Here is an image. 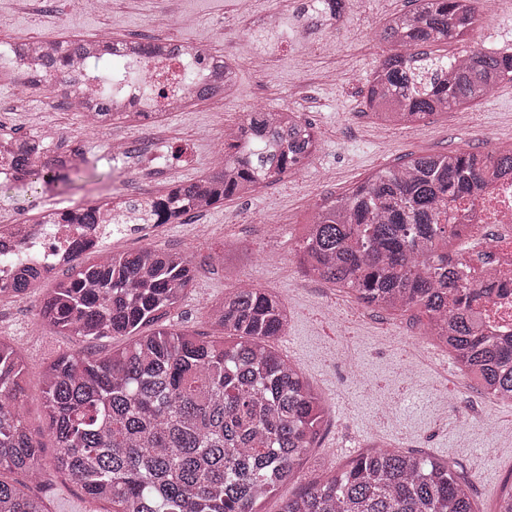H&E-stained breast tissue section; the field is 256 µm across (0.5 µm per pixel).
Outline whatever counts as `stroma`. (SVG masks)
Masks as SVG:
<instances>
[{
    "instance_id": "obj_1",
    "label": "stroma",
    "mask_w": 512,
    "mask_h": 512,
    "mask_svg": "<svg viewBox=\"0 0 512 512\" xmlns=\"http://www.w3.org/2000/svg\"><path fill=\"white\" fill-rule=\"evenodd\" d=\"M241 2L120 0L104 19L73 10L71 0H0V45L27 34L84 39L105 33L115 39L165 36L222 53L234 59L237 68L234 89L223 104L202 103L171 113L151 130L117 125L128 155L115 167L106 159L107 133L85 130L80 118L46 91L17 104L13 69L0 63L1 129L30 135L43 127L61 128L66 135L47 142L49 154L78 147L100 159L97 177L68 190L0 185V224L13 223L21 202L33 219L51 205L71 208L111 197L127 175H138L146 196L159 195L173 183L212 169L218 145L199 136L200 128L236 124L255 106L297 112L314 127L321 143L306 167L204 215L155 225L148 236L113 234L106 247L121 252L151 244L189 253L198 276L169 317L176 329L211 332L208 306L241 279L275 293L287 307L288 330L273 346L294 361L322 395L327 414L321 439L309 452L300 477L269 495L265 512H279L283 501L309 481L327 468L343 466L374 443L448 461L472 480L478 512H495L504 484L512 481V457L498 452L512 436V403L495 399L464 376L448 350L420 346L423 313H390L358 303L345 290L307 276L296 249L316 206L345 194L378 170L410 156L491 153L512 142V83L499 85L468 115L451 110L417 126L383 127L366 111V85L380 55L389 50L379 36L381 25L389 15L408 10V0L346 5L333 30L311 10L310 0H249L252 17L274 12L288 22L297 16L305 19L300 38L256 30L254 57L238 48L244 38ZM508 41L512 42V0H482L474 35L450 40L444 49L457 53L480 46L496 51ZM227 241L248 250L247 258L235 261L230 273L211 261ZM39 297L35 290L21 298H1L0 332L17 341L25 355V420L43 443L42 460L47 463L54 448L45 425V365L66 352L92 350L103 356L123 341H85L46 328L36 315ZM380 394L395 399L392 414L384 420L377 416ZM461 409L473 415L477 427L460 423ZM36 492L47 512L107 508L106 503L89 501L58 475Z\"/></svg>"
}]
</instances>
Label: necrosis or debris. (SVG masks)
I'll return each mask as SVG.
<instances>
[{
	"mask_svg": "<svg viewBox=\"0 0 512 512\" xmlns=\"http://www.w3.org/2000/svg\"><path fill=\"white\" fill-rule=\"evenodd\" d=\"M30 41V36L22 35L0 45V61L11 64L19 88L38 84L53 97L80 104L86 97L99 96L102 83L89 67L75 65L65 76H49L30 50ZM101 66L106 71L128 72L127 80L113 85L112 99L118 109L143 113L142 124L147 128L180 111L190 95L204 92L213 102L226 97L224 81L211 62L195 54L171 56L163 42L149 56H104ZM17 215L16 223L0 226V237H12L43 269L54 268L69 251L71 225L29 223L22 206ZM448 224L458 243L474 245L458 256L464 281L487 290L472 305L478 332L495 339L512 334V176L487 175L476 198L456 202L448 213Z\"/></svg>",
	"mask_w": 512,
	"mask_h": 512,
	"instance_id": "obj_1",
	"label": "necrosis or debris"
}]
</instances>
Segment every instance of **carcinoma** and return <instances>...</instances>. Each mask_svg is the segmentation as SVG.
<instances>
[{"mask_svg":"<svg viewBox=\"0 0 512 512\" xmlns=\"http://www.w3.org/2000/svg\"><path fill=\"white\" fill-rule=\"evenodd\" d=\"M388 17L380 37L389 52L368 81L365 106L383 125L411 126L454 108H468L512 82V54L475 48L437 55L431 46L471 35L480 0H410ZM98 41L70 39L43 56L59 76L96 58ZM109 51L138 55L150 42L114 39ZM11 143L12 168L36 190L68 184L97 166L82 150L50 157L36 136ZM312 127L291 111H255L224 137V162L141 204L113 207L116 224L149 215L172 224L187 210H208L254 193L308 165L318 150ZM512 174V151L450 152L411 157L379 170L348 194L318 206L297 254L306 274L351 290L368 307L418 309L428 333L448 347L485 391L512 401V339L477 335L471 303L482 294L460 279L448 251V210L473 196L488 172ZM110 202L90 200L77 211L50 213L55 224H99ZM63 266L40 270L18 256L0 279V298L43 288L37 315L46 327L81 339L132 337L99 356L63 353L45 367L44 398L55 454L41 463L42 443L25 425L24 355L0 337V512H45L33 484L53 473L80 487L109 512H263L266 496L299 472L319 439L326 408L298 367L271 342L286 333L288 311L264 288L244 283L212 302L205 336L164 325L195 284L198 268L180 250L145 246L106 253L79 239ZM159 325L147 335L145 326ZM25 480L9 481L4 472ZM472 484L448 463L377 446L330 469L280 512H475Z\"/></svg>","mask_w":512,"mask_h":512,"instance_id":"1","label":"carcinoma"}]
</instances>
